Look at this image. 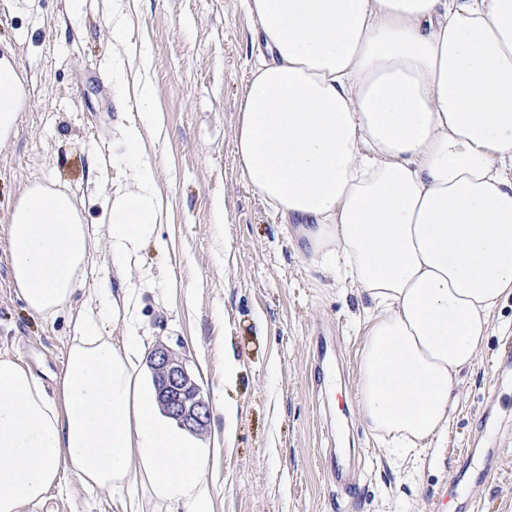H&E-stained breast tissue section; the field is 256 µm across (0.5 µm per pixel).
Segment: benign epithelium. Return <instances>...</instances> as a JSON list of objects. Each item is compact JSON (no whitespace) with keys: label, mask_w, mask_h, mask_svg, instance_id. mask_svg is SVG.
<instances>
[{"label":"benign epithelium","mask_w":512,"mask_h":512,"mask_svg":"<svg viewBox=\"0 0 512 512\" xmlns=\"http://www.w3.org/2000/svg\"><path fill=\"white\" fill-rule=\"evenodd\" d=\"M157 398L164 412L191 431L206 426L209 403L185 364L171 350L156 348L150 357Z\"/></svg>","instance_id":"7a95c632"}]
</instances>
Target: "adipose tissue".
Instances as JSON below:
<instances>
[{
	"label": "adipose tissue",
	"instance_id": "ef3b65f1",
	"mask_svg": "<svg viewBox=\"0 0 512 512\" xmlns=\"http://www.w3.org/2000/svg\"><path fill=\"white\" fill-rule=\"evenodd\" d=\"M253 67L235 152L247 184L304 224L313 256L343 265L374 312L358 378L361 417L405 453L438 442L459 375L512 295V0H243ZM0 59V141L21 100ZM126 131L136 190L105 197V245L123 271L155 238L154 170L139 152L160 117L151 82ZM12 283L51 321L84 284L92 235L72 197L33 180L10 213ZM55 393L0 348V512H40L72 472L90 494L136 480L169 512H213L204 449L164 425L141 382L145 346L72 318Z\"/></svg>",
	"mask_w": 512,
	"mask_h": 512
}]
</instances>
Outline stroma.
<instances>
[{
  "mask_svg": "<svg viewBox=\"0 0 512 512\" xmlns=\"http://www.w3.org/2000/svg\"><path fill=\"white\" fill-rule=\"evenodd\" d=\"M131 20L138 57L157 96L160 128L145 133L163 203L158 242L137 264L113 268L102 241L104 190L132 192L125 128L138 119L117 96L102 16ZM242 0H0V57L21 73L16 130L0 144V348L56 386L72 334L69 315L45 321L13 289L7 261L10 211L30 180L68 193L95 245L74 308L98 310L94 286L141 290L136 318L148 348L184 359L209 401L236 406L233 433L204 465L214 512H439L464 460L483 480L467 483L478 512H512V377L496 382L493 360L512 343V296L497 309L485 348L460 373L448 429L422 456L394 461L362 421L356 393L371 306L314 262L297 225L283 223L242 178L237 108L257 61ZM224 222H213L215 202ZM332 337V374L343 390L315 389L313 336ZM233 355L238 373L225 381ZM488 429H481L483 417ZM355 465V496L329 485V449ZM50 490L43 512H122L119 495H88L74 474Z\"/></svg>",
  "mask_w": 512,
  "mask_h": 512,
  "instance_id": "35a3bbf8",
  "label": "stroma"
}]
</instances>
